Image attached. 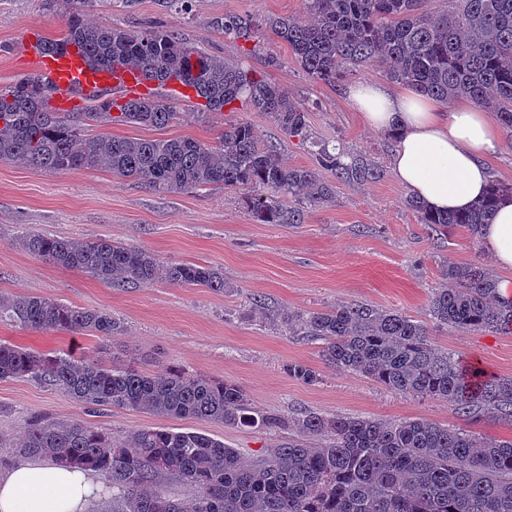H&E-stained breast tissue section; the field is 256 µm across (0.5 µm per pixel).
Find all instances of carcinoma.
<instances>
[{
    "instance_id": "carcinoma-1",
    "label": "carcinoma",
    "mask_w": 512,
    "mask_h": 512,
    "mask_svg": "<svg viewBox=\"0 0 512 512\" xmlns=\"http://www.w3.org/2000/svg\"><path fill=\"white\" fill-rule=\"evenodd\" d=\"M64 33L45 42L69 44L112 66L142 70L149 81H178L204 100V110L241 106L268 116L290 138L311 141L302 100L241 63L211 55L174 30L130 31L86 20L95 0H62ZM302 16L226 14L213 26L244 42L248 56L278 58L265 44L285 43L308 77L334 85L374 67L393 83L448 105L468 99L494 108L512 130V0H448V9L423 12L419 0H304ZM46 81L26 76L0 88V161L45 171L98 170L156 191L180 193L224 187L244 194L260 224H301L311 207L335 197L313 170L284 164L248 122L227 125L217 140L141 139L91 133L130 123L157 129L178 118L176 107L153 96L120 102L101 98L84 112H57ZM118 111L112 115V111ZM341 182L379 181L380 164L350 153H320ZM512 187L493 183L465 213H434L411 196L408 208L429 233L463 227L481 234ZM17 244L45 263L76 268L115 288L166 281L224 292L221 267L164 262L149 250L107 239L55 238L32 231ZM430 320L457 331L512 328V307L496 303L497 277L482 263L443 269ZM24 329L114 337L123 326L108 311L63 304L39 295L0 300V318ZM288 329L320 342V358L394 392L446 400L469 416L486 410L512 420V378L464 365L428 339V326L398 311L345 303L304 314L280 315ZM288 376L318 380L294 362ZM26 376L63 389L85 408L119 407L165 418L218 421L234 427L288 428L258 462L247 465L234 448L198 432L146 427L116 442L86 422L45 420L9 444L22 458H45L112 479V505L94 512H512V440L478 438L426 420L383 421L307 411L258 414L234 383L167 369L105 366L70 352L42 353L0 343V380ZM166 473L195 487L177 498L154 486Z\"/></svg>"
}]
</instances>
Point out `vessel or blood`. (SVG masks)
Returning a JSON list of instances; mask_svg holds the SVG:
<instances>
[{
  "instance_id": "b4317fda",
  "label": "vessel or blood",
  "mask_w": 512,
  "mask_h": 512,
  "mask_svg": "<svg viewBox=\"0 0 512 512\" xmlns=\"http://www.w3.org/2000/svg\"><path fill=\"white\" fill-rule=\"evenodd\" d=\"M23 54L33 72L46 76L58 106L67 108L112 93L120 99H135L151 88L137 70L124 67H93L77 47L63 52L45 48L39 35L31 33L23 40Z\"/></svg>"
}]
</instances>
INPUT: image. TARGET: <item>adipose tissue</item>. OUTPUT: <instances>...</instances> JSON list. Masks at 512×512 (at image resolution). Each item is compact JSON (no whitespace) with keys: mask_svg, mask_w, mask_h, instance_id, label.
<instances>
[{"mask_svg":"<svg viewBox=\"0 0 512 512\" xmlns=\"http://www.w3.org/2000/svg\"><path fill=\"white\" fill-rule=\"evenodd\" d=\"M349 101L365 125L395 138L390 167L395 178L435 212L463 213L490 186L487 158L501 150L490 116L463 101L439 111L432 99L414 91L392 93L384 84L350 85ZM482 241L494 263L506 270L497 295L512 305V202H501ZM100 485L89 471L50 461L16 466L0 474V512H88Z\"/></svg>","mask_w":512,"mask_h":512,"instance_id":"1","label":"adipose tissue"}]
</instances>
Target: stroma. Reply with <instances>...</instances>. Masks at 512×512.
<instances>
[{"mask_svg":"<svg viewBox=\"0 0 512 512\" xmlns=\"http://www.w3.org/2000/svg\"><path fill=\"white\" fill-rule=\"evenodd\" d=\"M302 0H192L187 10L162 0H136L119 11L97 0L87 17L102 25L136 31L147 25L175 29L207 52L262 71L268 82L305 100L314 140L388 166L394 141L366 129L347 98L348 85L380 79L363 68L329 86L310 81L286 44H269L274 67L245 56L241 43L214 28L227 14L299 16ZM62 9L43 0H0V86L28 74L18 46L30 30L43 37L61 33ZM178 120L167 128L113 124L118 137H188L210 143L230 122L245 120L261 140L277 145L291 166L319 169L313 148L288 138L259 112L198 114L196 102L178 98ZM408 192L393 175L368 183L339 182L333 202L307 210L301 224L254 222L238 192L224 189L158 192L138 183L93 170L51 172L10 160L0 161V295H41L64 304L107 309L124 331L114 338L44 333L0 320V342L41 352L69 351L104 364L129 363L147 372L170 367L239 385L257 411L292 414L314 411L380 420L422 419L498 440L512 439V422L479 413L466 417L448 402L399 394L362 376L335 370L319 357V344L290 332L272 315L294 310L321 311L339 303H365L425 320L428 301L441 287L448 264L491 259L480 240L464 229L438 237L406 207ZM51 237L110 239L142 246L166 262H195L223 267L226 287L216 293L202 287L165 282L115 288L75 268L46 264L17 243L24 232ZM262 298L265 309L253 308ZM432 342L487 373L512 377V332L455 331L433 328ZM315 367L318 382L290 378L289 363ZM42 419L81 421L116 439L160 424L177 431L206 434L237 449L248 462L259 459L274 433L235 428L196 419L166 421L132 409L92 412L63 390L33 378L0 381V440H14Z\"/></svg>","mask_w":512,"mask_h":512,"instance_id":"obj_1","label":"stroma"}]
</instances>
